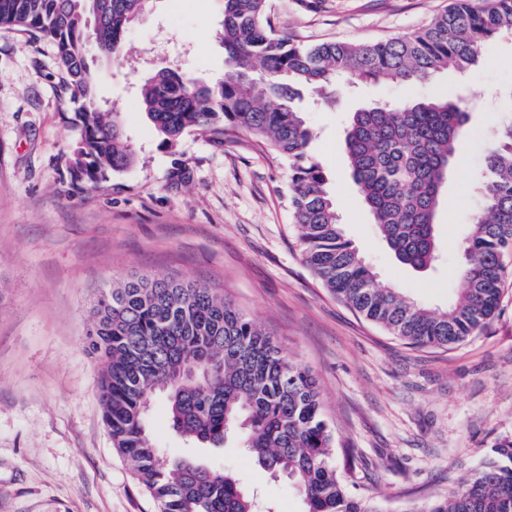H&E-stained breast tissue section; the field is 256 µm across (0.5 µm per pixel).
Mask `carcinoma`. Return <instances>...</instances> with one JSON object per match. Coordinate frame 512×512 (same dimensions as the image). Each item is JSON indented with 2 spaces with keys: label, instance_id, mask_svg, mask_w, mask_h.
Returning <instances> with one entry per match:
<instances>
[{
  "label": "carcinoma",
  "instance_id": "carcinoma-1",
  "mask_svg": "<svg viewBox=\"0 0 512 512\" xmlns=\"http://www.w3.org/2000/svg\"><path fill=\"white\" fill-rule=\"evenodd\" d=\"M148 2L0 0V27L55 47L59 82L79 117L69 157L78 187L93 188L135 163L118 113L96 98L87 55L93 44L104 59L121 62L126 30ZM269 12L270 0H224L219 38L231 68L215 83L167 67L144 79L138 104L160 146L174 152L190 132L220 146L239 131L252 135L288 161V202L306 263L336 298L410 345L465 341L497 311L512 273L502 262L512 248V116L485 143L487 174L476 179L482 208L460 248L462 288L447 309L433 311L379 284L345 237L297 101L306 91L328 102L344 87L385 79L419 84L450 66L464 73L489 41L512 30V0H453L419 30L363 43L297 42L274 29ZM470 114L469 96L434 95L367 105L346 129L353 181L406 267L426 270L437 259L436 214ZM87 336L104 364L102 406L113 445L160 512H256L257 505L234 474L160 453L148 427L158 395L167 400L170 428L192 444L222 448L229 436L242 435L252 461L294 485L303 512H382L340 474L310 371L207 286L168 276L127 278L101 291ZM189 367L207 377L189 380ZM405 512H512V439L498 442L457 488Z\"/></svg>",
  "mask_w": 512,
  "mask_h": 512
}]
</instances>
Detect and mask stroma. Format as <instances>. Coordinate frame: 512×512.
<instances>
[{"instance_id":"obj_1","label":"stroma","mask_w":512,"mask_h":512,"mask_svg":"<svg viewBox=\"0 0 512 512\" xmlns=\"http://www.w3.org/2000/svg\"><path fill=\"white\" fill-rule=\"evenodd\" d=\"M452 0H271L276 31L308 44L368 42L426 25ZM224 0H152L127 31L124 60L97 54L99 102L120 112L136 161L97 189L68 173L75 113L51 44L0 28V512H158L114 448L100 404L102 364L88 349L101 288L130 274L195 281L232 302L315 376L334 431L337 465L385 512H405L455 488L512 436V278L485 327L448 347L418 348L338 300L306 266L288 204V163L251 135L216 147L200 133L177 154L137 105L139 81L169 66L211 84L228 69L217 33ZM473 97L471 134L443 186L440 264L401 266L352 180L344 154L352 112L406 94ZM512 101V32L466 73H437L410 88L385 80L335 102L303 99L311 151L336 199L347 238L382 284L432 309L460 286V246L479 201L483 141ZM162 454L193 455L233 471L275 512H302L287 480L257 468L230 437L186 447L164 400L148 416Z\"/></svg>"}]
</instances>
